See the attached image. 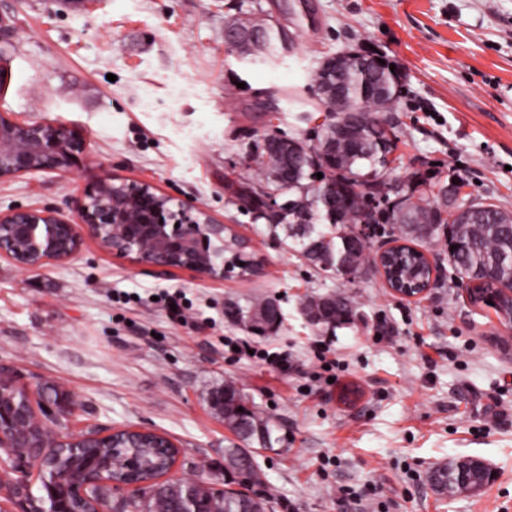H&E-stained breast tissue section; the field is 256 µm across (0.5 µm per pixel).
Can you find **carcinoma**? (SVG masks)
<instances>
[{"instance_id": "carcinoma-1", "label": "carcinoma", "mask_w": 512, "mask_h": 512, "mask_svg": "<svg viewBox=\"0 0 512 512\" xmlns=\"http://www.w3.org/2000/svg\"><path fill=\"white\" fill-rule=\"evenodd\" d=\"M339 82L345 110L336 116L346 134L338 139L336 151L322 164V181H317L313 167L312 143L298 136L291 140L300 145L298 151L283 157L265 150L264 141L255 140L249 146L256 181L241 182L230 187L229 202L242 207L255 219H264L273 234L283 233L311 265L342 275V271L362 273L374 267L372 238L351 236L353 227L369 208V180L391 183L388 177V155L397 148L388 137L385 126L369 120L373 114L387 110L392 97L399 94L397 72L391 71L388 61L378 62L375 55L344 54L338 62ZM453 183H431L422 192L406 184L398 192L400 199L385 208L379 220L377 236L395 237L409 244L431 243L442 252L456 246L448 264L461 284L480 279V273L494 271L498 280L512 284V220L509 211L496 205H470L465 224L432 223L431 209L448 212V199L455 195ZM277 193L288 202L290 209L278 215L264 211L263 196ZM417 268L415 280L427 277L426 265L418 254L405 247L389 254L386 267L397 264ZM270 300H255L236 309L244 326L249 320L265 315ZM305 315L317 324L343 325L354 314L353 299L344 292L310 295L303 301ZM224 391V413L221 420L241 442L256 443L270 448L272 425L250 404L244 389L233 381L215 386L211 392ZM0 393L6 401L21 402L27 389L17 382L0 381ZM135 456L139 460L138 479L141 485L136 495L120 502L112 500V486L103 483L94 489V497L112 512H179L187 489H192L203 512H270L272 498L259 495L253 487L262 483V472L254 452L238 446L224 449V488L217 489L205 478L192 486L180 479H160L158 468L165 461L164 453L151 448L142 440L121 438L120 448L113 452L112 477L120 479L125 473L124 460ZM453 462H442L428 471L427 479L433 490L448 494L442 482V471L452 469Z\"/></svg>"}]
</instances>
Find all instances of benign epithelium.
Listing matches in <instances>:
<instances>
[{"label":"benign epithelium","mask_w":512,"mask_h":512,"mask_svg":"<svg viewBox=\"0 0 512 512\" xmlns=\"http://www.w3.org/2000/svg\"><path fill=\"white\" fill-rule=\"evenodd\" d=\"M263 18H244L227 32V42L239 49L256 41L252 24ZM325 100L324 121L336 125L333 118L343 111L338 97ZM87 144L76 130L62 124L19 121L8 112L0 113V181L37 173L71 174L80 168ZM74 218L67 219L47 209H16L0 213V258L24 271H34L52 263L72 259L80 250L84 235L99 245L136 263L151 265L161 271L183 269L209 279H224V232L229 225L214 220L201 208L171 205V198L143 181H117L110 175L92 176L81 196L73 202ZM423 255L430 271L424 286L394 283L389 290L405 300L424 298L440 269L439 250ZM75 400L66 394L56 400H42V410L54 414L74 407ZM37 414L26 405L4 404L0 396V447L12 449L9 461L0 460V473L12 474L13 493L19 495L27 486L29 473L17 464L18 459L38 463L41 477L54 500L52 512H107L91 493L102 483L133 491L138 483L135 474L123 480H107L112 468V453L101 448L118 430L56 436L55 443L31 439L30 418ZM69 450L75 461L64 471L46 473V458Z\"/></svg>","instance_id":"7a95c632"}]
</instances>
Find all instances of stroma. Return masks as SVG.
<instances>
[{
    "instance_id": "35a3bbf8",
    "label": "stroma",
    "mask_w": 512,
    "mask_h": 512,
    "mask_svg": "<svg viewBox=\"0 0 512 512\" xmlns=\"http://www.w3.org/2000/svg\"><path fill=\"white\" fill-rule=\"evenodd\" d=\"M253 14L282 23L291 50L257 62L230 49L228 27ZM5 30L0 112L79 131L85 167L203 208L249 241L258 266L160 276L90 237L40 271L0 260V367L30 394L53 383L75 395L60 436L146 427L178 446L176 477L203 463L223 488L235 436L206 395L230 379L273 425V449L255 455L273 512H512V329L471 305L447 265L410 301L373 270L353 283L319 275L226 190L254 177L249 136L320 124L311 73L325 58L371 51L403 81L392 178L456 177L462 201L512 210V0H0ZM84 186L79 172L0 182V212L66 215ZM336 291L354 297L350 324L302 315L306 295ZM167 293L184 321L160 303ZM254 298L278 301L275 332L230 315ZM462 457L496 481L439 497L429 469Z\"/></svg>"
}]
</instances>
